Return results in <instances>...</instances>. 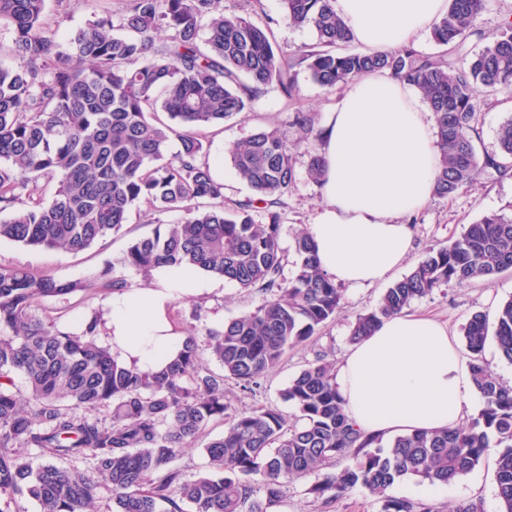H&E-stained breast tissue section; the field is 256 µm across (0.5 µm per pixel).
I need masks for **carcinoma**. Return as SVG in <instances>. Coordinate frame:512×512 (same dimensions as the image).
<instances>
[{
	"label": "carcinoma",
	"mask_w": 512,
	"mask_h": 512,
	"mask_svg": "<svg viewBox=\"0 0 512 512\" xmlns=\"http://www.w3.org/2000/svg\"><path fill=\"white\" fill-rule=\"evenodd\" d=\"M283 21L311 26L317 47L297 59L275 47L271 28L226 16L220 0H125L119 16L97 17L59 40L46 0H0V24L13 33L0 63V241L79 253L121 231L136 205L146 213L177 211L86 281H61L0 267V504L26 493L40 512H274L283 484L317 476L312 492L327 502L362 488L380 512H416L389 494L405 480L451 486L495 455L501 512H512V386L485 361L488 341L512 364V299L494 320L472 316L464 329L476 416L454 427L393 438L362 432L345 412L330 364L320 357L280 392L292 424L273 406L237 411L226 385H260L288 350L305 343L342 308L340 288L320 269L305 232L294 238L295 271L285 276L280 229L295 183L299 150L320 181L317 113L297 112L300 137L262 129L229 148L234 174L252 196L225 203L224 184L201 160L205 129L244 118L275 84L296 92L294 67L306 64L326 88L365 72L414 86L436 122L435 192L449 197L489 166L512 167V117L499 127L500 153L479 159L471 125L473 91L512 88V24L462 65L419 54L349 50L351 33L330 0H281ZM484 0H448L433 39L460 51L478 35ZM167 120L150 118L157 111ZM180 149L168 156L169 144ZM57 180L42 197L40 180ZM260 209L265 221L252 212ZM192 265L258 290L264 302L200 334L187 332L180 356L149 374L118 362L98 343L101 317L81 332L36 313L46 298L82 291L123 292L121 267L147 276L159 266ZM512 270V215L490 213L449 245L429 250L394 281L378 305L357 315L350 340L369 336L383 319L434 289ZM215 362V372L209 363ZM21 378L19 388L15 378ZM214 423L217 437L204 441ZM207 458L189 474L178 464L188 449ZM42 459L33 465L30 450ZM348 457L351 464L327 470Z\"/></svg>",
	"instance_id": "obj_1"
}]
</instances>
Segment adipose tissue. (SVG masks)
<instances>
[{"mask_svg": "<svg viewBox=\"0 0 512 512\" xmlns=\"http://www.w3.org/2000/svg\"><path fill=\"white\" fill-rule=\"evenodd\" d=\"M332 6L364 50L396 51L431 28L448 0H332ZM434 128L432 111L412 86L379 72L357 76L328 113L324 204L306 232L336 282H379L409 255L412 233L402 219L434 194ZM212 287L194 267H160L150 288L113 294L104 317L113 356L144 372L163 369L186 337L169 318L172 303ZM335 378L348 416L365 432L387 437L457 424L479 401L447 328L407 311L353 343Z\"/></svg>", "mask_w": 512, "mask_h": 512, "instance_id": "1", "label": "adipose tissue"}]
</instances>
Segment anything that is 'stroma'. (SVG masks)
<instances>
[{"instance_id": "stroma-1", "label": "stroma", "mask_w": 512, "mask_h": 512, "mask_svg": "<svg viewBox=\"0 0 512 512\" xmlns=\"http://www.w3.org/2000/svg\"><path fill=\"white\" fill-rule=\"evenodd\" d=\"M220 6L225 14L247 16L269 24L279 51L292 54L317 40L313 29H294L282 21L281 0H221ZM123 7V0H49L48 17L58 38L63 39L94 16L108 12L117 15ZM296 85V93L291 97L285 96L278 88H269L255 101L246 118L235 119L206 131L203 158L209 163L212 172L219 174L225 185L226 199L242 200L251 194L250 189L233 174L228 149L234 141L268 125L278 127L288 139H296L298 130L292 124L295 113L315 112L319 117H326L328 112L335 109L346 91L342 85L332 89L319 86L303 68L297 71ZM510 117L512 92L477 91L473 123L479 132L476 143L479 156L498 153V129ZM307 161L306 154H298L295 185L283 210L280 244L288 254L293 251L295 234L304 231L323 203L319 183L307 175ZM492 212L506 215L512 213V170L500 172L493 168L483 169L477 180L455 196L431 198L421 210L406 216L405 221L410 224L412 231V248L403 264L392 271L387 280L370 286L343 287V310L335 319L322 326L309 341L289 350L280 366L264 378L260 387L249 392L241 390L236 384H229L233 407L242 410L273 405L279 407L283 414H291V407L282 402L279 396L288 381L314 362L317 356H324L330 364H338L350 346V325L358 313L377 305L390 282L409 274L429 249L450 244L460 236L465 225ZM178 219L179 215L175 212H157L150 216L145 214L143 208H133L127 224L117 235L99 241L77 254L2 242L0 266L49 274L65 281H83L98 272L107 261L119 257L133 240L150 234L153 222L170 224ZM511 298L512 271L488 281L477 280L435 289L432 294L414 300L410 309L431 314L446 324L450 336L460 346L464 343L463 328L474 314L494 316L497 307ZM109 301V296L104 294L78 292L64 300L45 299L39 313L71 328L93 312H107ZM262 301L261 293L242 291L236 284L220 278L215 288L204 295L175 301L171 316L181 328L193 327L202 333L253 310ZM314 483L315 479L311 476L287 482L277 512L380 510L379 503L360 488L332 502H325L312 493ZM390 493L414 500L420 507L426 508L427 512H453L454 507L462 502L477 504L480 512H498L495 459L487 457L480 466L450 486L444 494L421 491L412 480L393 486Z\"/></svg>"}]
</instances>
